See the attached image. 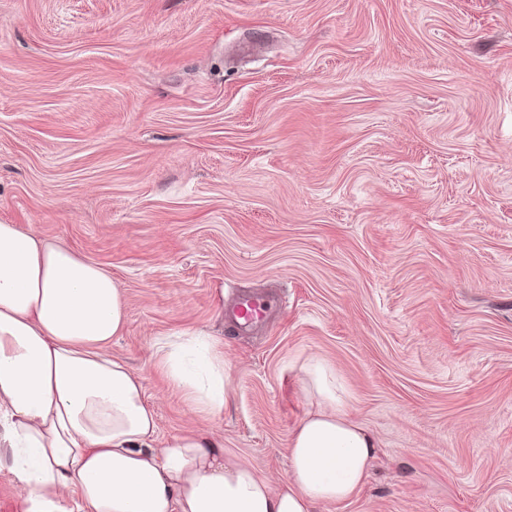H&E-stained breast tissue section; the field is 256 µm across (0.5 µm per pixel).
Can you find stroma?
Masks as SVG:
<instances>
[{"label": "stroma", "instance_id": "obj_1", "mask_svg": "<svg viewBox=\"0 0 512 512\" xmlns=\"http://www.w3.org/2000/svg\"><path fill=\"white\" fill-rule=\"evenodd\" d=\"M0 222L111 270L159 441L286 476L319 357L379 446L316 512H512V0H0ZM194 328L215 417L151 359ZM265 301L256 298H242L238 300L233 309V317L239 324L249 325L257 321L267 309Z\"/></svg>", "mask_w": 512, "mask_h": 512}]
</instances>
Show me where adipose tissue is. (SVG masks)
Masks as SVG:
<instances>
[{
  "label": "adipose tissue",
  "mask_w": 512,
  "mask_h": 512,
  "mask_svg": "<svg viewBox=\"0 0 512 512\" xmlns=\"http://www.w3.org/2000/svg\"><path fill=\"white\" fill-rule=\"evenodd\" d=\"M125 323L111 271L0 224V469L23 512H314L360 489L376 441L326 361L301 367L315 407L293 429L289 471L275 483L208 431L158 443L140 376L108 350ZM153 357L195 411L222 414L230 383L209 332L158 340Z\"/></svg>",
  "instance_id": "obj_1"
}]
</instances>
